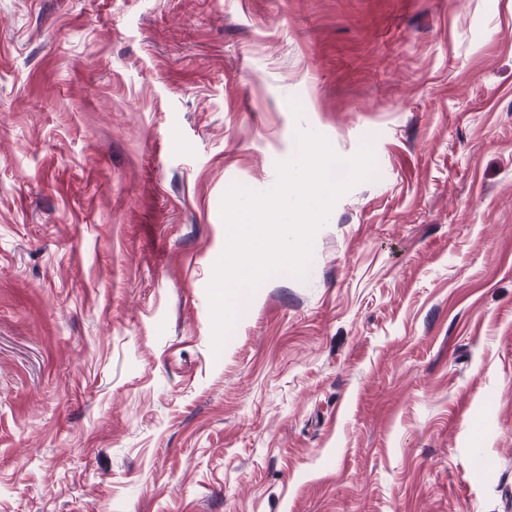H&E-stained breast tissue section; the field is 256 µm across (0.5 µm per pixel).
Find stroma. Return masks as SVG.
<instances>
[{
	"instance_id": "stroma-1",
	"label": "stroma",
	"mask_w": 512,
	"mask_h": 512,
	"mask_svg": "<svg viewBox=\"0 0 512 512\" xmlns=\"http://www.w3.org/2000/svg\"><path fill=\"white\" fill-rule=\"evenodd\" d=\"M300 130L374 171L213 352ZM0 512H512V0H0Z\"/></svg>"
}]
</instances>
